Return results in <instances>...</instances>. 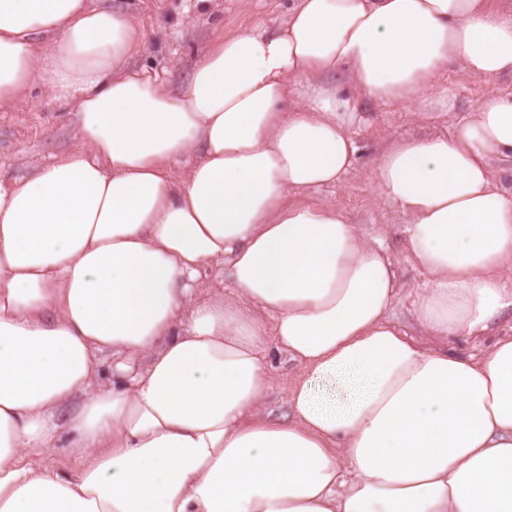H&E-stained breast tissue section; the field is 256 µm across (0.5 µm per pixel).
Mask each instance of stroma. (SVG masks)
I'll use <instances>...</instances> for the list:
<instances>
[{"label":"stroma","mask_w":512,"mask_h":512,"mask_svg":"<svg viewBox=\"0 0 512 512\" xmlns=\"http://www.w3.org/2000/svg\"><path fill=\"white\" fill-rule=\"evenodd\" d=\"M130 16L142 28L146 45L133 53L130 70L159 78L171 88L188 79L209 41L239 29L276 26L288 14L292 0H103ZM446 90L451 113L433 102L420 100L403 105H379L362 99L357 103L365 123L352 129L359 147L357 161L342 183L312 193V200L343 210L367 236L383 235L386 252L395 264L404 291L397 299L392 322L409 336H416L414 290L425 281L410 264L403 248L402 227L393 206L379 196L371 179L375 155L391 142L447 131L450 117L463 118L487 97L512 95V75L475 77L460 66L449 67L436 82ZM75 103L55 97L48 80L28 87L10 106L0 108V184L10 185L80 149ZM272 383L266 398L275 416L287 412L288 395L303 373L286 357L272 360Z\"/></svg>","instance_id":"obj_1"}]
</instances>
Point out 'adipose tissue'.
<instances>
[{"mask_svg":"<svg viewBox=\"0 0 512 512\" xmlns=\"http://www.w3.org/2000/svg\"><path fill=\"white\" fill-rule=\"evenodd\" d=\"M142 39L86 0H0V106L48 79L91 146L0 186V512H512V336L478 358L407 338L380 239L288 201L356 161L355 108L323 76L389 105L456 62L512 73V0H293L275 30L210 43L176 90L127 70ZM197 150L182 183L164 173ZM498 157L512 97L373 163L427 276V335L512 321ZM212 263L232 291L197 299ZM271 347L305 375L283 418L260 410ZM63 431L73 476L31 462Z\"/></svg>","mask_w":512,"mask_h":512,"instance_id":"ef3b65f1","label":"adipose tissue"}]
</instances>
